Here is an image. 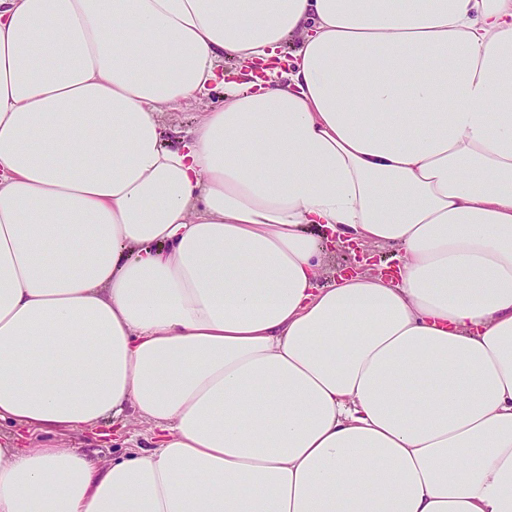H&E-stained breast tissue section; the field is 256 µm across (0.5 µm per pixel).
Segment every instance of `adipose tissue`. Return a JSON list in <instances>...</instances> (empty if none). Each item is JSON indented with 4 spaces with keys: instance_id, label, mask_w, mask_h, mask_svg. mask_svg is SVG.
<instances>
[{
    "instance_id": "adipose-tissue-1",
    "label": "adipose tissue",
    "mask_w": 512,
    "mask_h": 512,
    "mask_svg": "<svg viewBox=\"0 0 512 512\" xmlns=\"http://www.w3.org/2000/svg\"><path fill=\"white\" fill-rule=\"evenodd\" d=\"M132 416L0 512H512V0H0V421ZM224 89L221 81L213 83L207 96L201 101L185 103L163 112L160 118L164 144L170 148L180 146L187 133L196 127L203 112L223 105ZM367 251L371 258L368 265L364 267L365 271H372L384 265H393L397 263L396 256L399 254L398 248L391 245H367ZM129 430L130 433L124 438L133 436L134 442L125 443L123 441L124 438H122L112 443V437L100 438L99 441H96L89 431L72 430H53L39 433V439L37 441H50L54 445L65 448L75 447L94 450L97 453V457L100 458L103 463L108 464L111 462L112 456H119L129 452L126 447H132V445L135 444L140 445L142 448L154 447L151 440V425L148 422L132 418Z\"/></svg>"
}]
</instances>
